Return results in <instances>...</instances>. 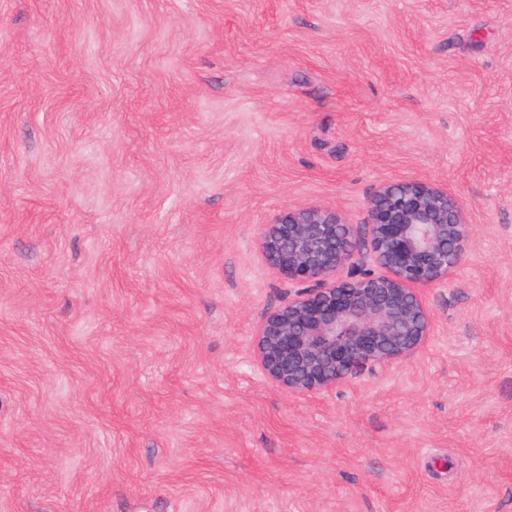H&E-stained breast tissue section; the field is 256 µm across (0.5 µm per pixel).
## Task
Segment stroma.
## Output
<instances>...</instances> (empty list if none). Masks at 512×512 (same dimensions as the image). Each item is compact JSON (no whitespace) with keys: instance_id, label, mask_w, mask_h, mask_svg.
I'll list each match as a JSON object with an SVG mask.
<instances>
[{"instance_id":"obj_1","label":"stroma","mask_w":512,"mask_h":512,"mask_svg":"<svg viewBox=\"0 0 512 512\" xmlns=\"http://www.w3.org/2000/svg\"><path fill=\"white\" fill-rule=\"evenodd\" d=\"M405 179L427 343L272 385L263 225ZM0 512H512V0H0Z\"/></svg>"}]
</instances>
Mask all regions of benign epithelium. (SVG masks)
Segmentation results:
<instances>
[{"label": "benign epithelium", "mask_w": 512, "mask_h": 512, "mask_svg": "<svg viewBox=\"0 0 512 512\" xmlns=\"http://www.w3.org/2000/svg\"><path fill=\"white\" fill-rule=\"evenodd\" d=\"M367 248L334 211L290 209L259 249L288 279V302L255 327V361L291 394L333 391L411 356L431 335L421 290L455 271L472 242L462 205L427 180L381 185L364 224Z\"/></svg>", "instance_id": "7a95c632"}]
</instances>
